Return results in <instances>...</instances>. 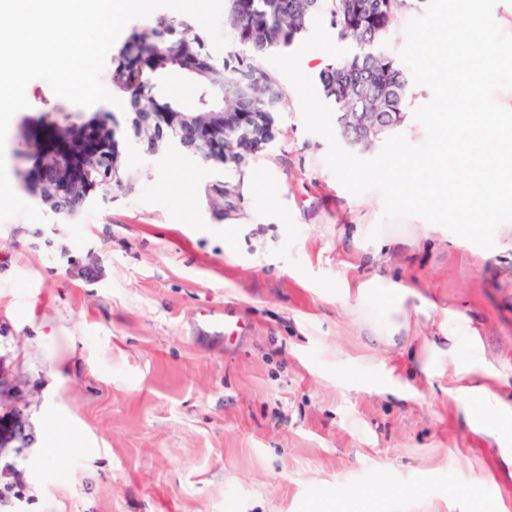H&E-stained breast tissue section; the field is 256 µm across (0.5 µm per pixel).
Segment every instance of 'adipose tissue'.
<instances>
[{"instance_id":"obj_1","label":"adipose tissue","mask_w":512,"mask_h":512,"mask_svg":"<svg viewBox=\"0 0 512 512\" xmlns=\"http://www.w3.org/2000/svg\"><path fill=\"white\" fill-rule=\"evenodd\" d=\"M389 300L385 312H378L371 304L374 295ZM415 288L399 284L390 274L377 272L369 278L356 277L346 281L344 299L353 301V312L358 324L371 336L387 345L397 344L407 336L410 328L408 300L415 297ZM496 372L478 365L463 367L456 360L448 362V389L455 392L469 423L481 419L511 420L512 399L492 382Z\"/></svg>"}]
</instances>
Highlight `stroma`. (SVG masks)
<instances>
[{"label":"stroma","instance_id":"35a3bbf8","mask_svg":"<svg viewBox=\"0 0 512 512\" xmlns=\"http://www.w3.org/2000/svg\"><path fill=\"white\" fill-rule=\"evenodd\" d=\"M285 91L275 140L237 164L149 150L113 110L127 181L57 215L19 176L58 101L28 84L5 160L43 220L0 224V414L22 409L34 442L0 455V482L21 484L0 512H512V422L496 442L448 394L453 356L493 364L512 395V229L490 250L419 218L403 250L341 240L382 224L383 200L338 182ZM216 183L231 208L211 204ZM371 252L436 306L412 313L407 349L378 344L339 298ZM227 304L237 338H198L193 321ZM448 309L478 318L482 347L458 337L411 374Z\"/></svg>","mask_w":512,"mask_h":512}]
</instances>
